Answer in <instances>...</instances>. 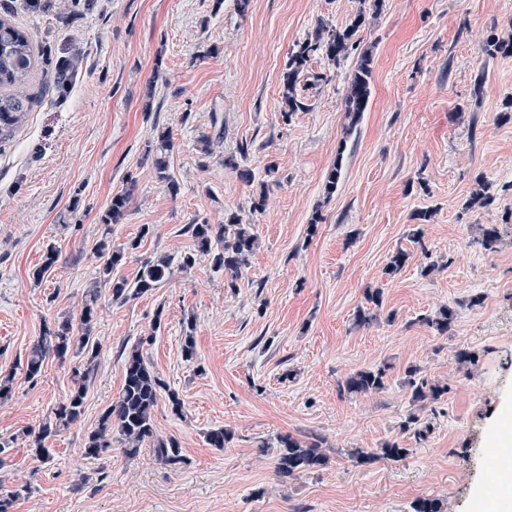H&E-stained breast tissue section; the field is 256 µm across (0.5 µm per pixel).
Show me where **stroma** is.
<instances>
[{
  "instance_id": "stroma-1",
  "label": "stroma",
  "mask_w": 512,
  "mask_h": 512,
  "mask_svg": "<svg viewBox=\"0 0 512 512\" xmlns=\"http://www.w3.org/2000/svg\"><path fill=\"white\" fill-rule=\"evenodd\" d=\"M50 4L36 16L25 0H0V16L28 29L37 51L79 58L63 99L34 69L33 107L0 141V372L16 379L12 399L0 402V500L11 499L9 512L512 504V471L490 464L512 458L501 417L512 399V56L482 52L492 37H512V0H382L364 12L358 50L336 66L320 56L309 63L300 79L306 109L287 116L280 90L291 51L318 24H348L360 0H95L83 13L67 0ZM365 49L371 97L354 122L342 99ZM161 128L171 132L174 193L145 155ZM206 134L221 138L208 155ZM479 176L495 201L471 211L464 204ZM125 189L122 222L105 228L102 213ZM425 209L426 222L416 217ZM232 214L258 237L237 274L200 256L127 302L102 291L84 412L48 441L49 462L37 461L32 435L65 402L76 362L49 360L34 382L22 364L44 325L79 321L103 233L126 248L117 273L132 280L145 260L192 252L185 225ZM491 224L498 248L477 249L473 239ZM50 246L58 261L35 279ZM400 250L405 267L387 275ZM369 288L382 290L383 303L363 326L356 315ZM445 307L456 319L441 336L424 319ZM136 344L167 385L154 425L178 442L180 464L158 460L148 444L133 456L117 441L97 458L81 452L118 399L124 354ZM461 351L477 363H459ZM378 366L387 369L384 389L341 391L351 373ZM411 367L448 385L447 395L412 402ZM412 415L429 425L426 437L407 425ZM217 428L232 433L221 449L206 440ZM286 434L320 437L327 464L279 477L275 445ZM387 441L407 456L370 464L351 456Z\"/></svg>"
}]
</instances>
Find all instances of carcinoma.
Instances as JSON below:
<instances>
[{
  "mask_svg": "<svg viewBox=\"0 0 512 512\" xmlns=\"http://www.w3.org/2000/svg\"><path fill=\"white\" fill-rule=\"evenodd\" d=\"M365 21L364 11H359L354 20L345 28L338 29L320 26L314 35L292 50L288 59V71L282 83L281 100L287 112L307 109L297 93V83L306 69L307 63L315 55H323L333 62L358 48L354 40L359 28ZM482 53L493 57L498 53L512 54V38L505 41L492 38L482 48ZM46 70V86L60 97L69 91L75 69L68 59L56 61L42 59ZM37 66L33 45L27 31L16 26L10 20L0 18V137L12 133L22 123L31 108V98L27 94L26 84ZM372 55L365 50L360 63L348 82L344 97L345 112L357 121L365 111L371 95ZM171 134L161 130L156 141L147 144L146 155L152 157V163L159 180L167 183L168 189L175 194L177 183L169 173L168 157L171 151ZM131 190L117 192L112 196L110 205L101 215L100 221L106 226L119 223L127 211ZM187 231L194 242V252L181 258L180 267L187 269L195 264L197 254L210 258L214 270L235 273L246 265L253 254L257 236L248 224H242L232 216L222 224H189ZM95 252L101 260L97 285L88 289L83 301L80 324L75 326L65 320L58 326L44 327L42 335L30 347L23 365L26 378L35 382L41 376L45 363L56 358L84 356L86 368L74 369L72 389L66 402L54 411V417L43 422L34 439L35 456L42 462L50 459V449L45 441L56 435L79 419L89 386L91 364L96 356V347L92 336V323L95 319L99 288H107L114 302H126L142 296L159 287L172 273L173 261L164 256L156 260H147L140 269L137 278L130 282L125 278L112 275V271L125 259V248L112 247V241L103 239L95 245ZM455 313L450 307L444 308L426 324L438 334L446 335L454 323ZM387 368L358 370L345 380L344 389L349 394L376 392L385 386ZM124 383L119 398L102 413L99 425L92 430L85 441L82 453L86 457L96 458L111 447L109 433L117 431L130 445L129 453L134 455L140 447L149 443L155 456L168 464L182 461L181 449L173 439L157 437L153 423V412L158 405L161 393L166 389L165 382L147 365L139 347L130 349L124 357ZM409 380L415 402L435 403L448 394V386L430 384L413 375L410 369ZM280 452L275 463V471L281 477H290L297 473L314 470L326 465L327 457L321 450L319 441L305 440L293 435L278 438ZM360 464H369L378 459L400 461L408 455V449L396 442L387 441L376 449L357 448L352 452ZM412 512H444L443 503L438 498H421L411 506Z\"/></svg>",
  "mask_w": 512,
  "mask_h": 512,
  "instance_id": "cac0c4a2",
  "label": "carcinoma"
}]
</instances>
